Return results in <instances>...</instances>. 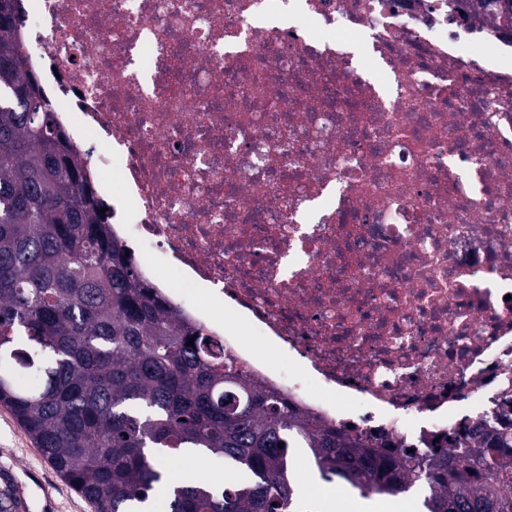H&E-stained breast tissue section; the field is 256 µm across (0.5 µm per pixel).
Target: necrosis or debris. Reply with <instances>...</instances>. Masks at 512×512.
<instances>
[{
	"mask_svg": "<svg viewBox=\"0 0 512 512\" xmlns=\"http://www.w3.org/2000/svg\"><path fill=\"white\" fill-rule=\"evenodd\" d=\"M19 15L114 238L247 379L395 455L512 416V70L487 54L512 33L468 0Z\"/></svg>",
	"mask_w": 512,
	"mask_h": 512,
	"instance_id": "necrosis-or-debris-1",
	"label": "necrosis or debris"
}]
</instances>
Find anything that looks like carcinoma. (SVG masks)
Instances as JSON below:
<instances>
[{"instance_id":"obj_1","label":"carcinoma","mask_w":512,"mask_h":512,"mask_svg":"<svg viewBox=\"0 0 512 512\" xmlns=\"http://www.w3.org/2000/svg\"><path fill=\"white\" fill-rule=\"evenodd\" d=\"M15 2L0 0V404L95 512H302L296 448L364 499L419 487L426 512H512V425L397 460L226 368L140 282L24 69ZM154 450L212 456L224 484L175 481Z\"/></svg>"}]
</instances>
